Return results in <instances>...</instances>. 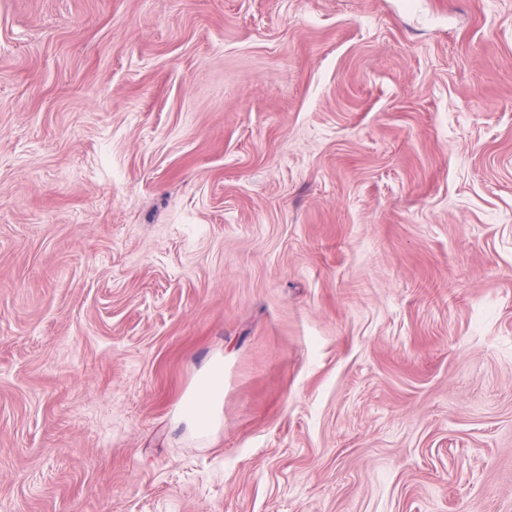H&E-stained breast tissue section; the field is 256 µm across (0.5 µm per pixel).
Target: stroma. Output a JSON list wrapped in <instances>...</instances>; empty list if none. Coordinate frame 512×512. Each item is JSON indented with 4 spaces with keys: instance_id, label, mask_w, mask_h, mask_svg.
Returning a JSON list of instances; mask_svg holds the SVG:
<instances>
[{
    "instance_id": "35a3bbf8",
    "label": "stroma",
    "mask_w": 512,
    "mask_h": 512,
    "mask_svg": "<svg viewBox=\"0 0 512 512\" xmlns=\"http://www.w3.org/2000/svg\"><path fill=\"white\" fill-rule=\"evenodd\" d=\"M0 512H512V0H0ZM224 394V362L214 360L203 371L185 403V419L196 430L206 433L214 425L216 411Z\"/></svg>"
}]
</instances>
